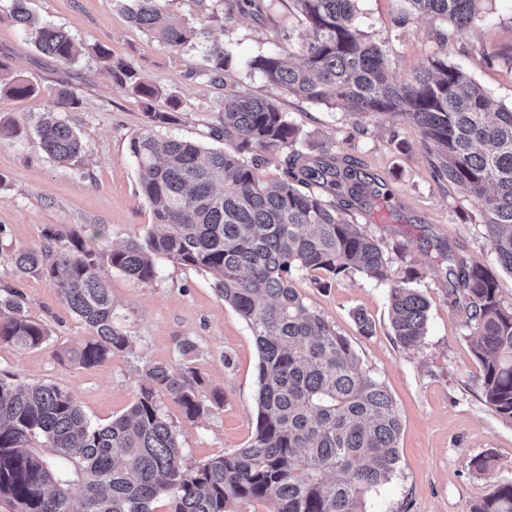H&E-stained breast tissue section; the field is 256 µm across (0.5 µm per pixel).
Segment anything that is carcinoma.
<instances>
[{
    "label": "carcinoma",
    "instance_id": "obj_1",
    "mask_svg": "<svg viewBox=\"0 0 512 512\" xmlns=\"http://www.w3.org/2000/svg\"><path fill=\"white\" fill-rule=\"evenodd\" d=\"M31 0H5L8 19L41 54L63 65L83 55L96 58L113 85L141 105L146 128L130 142L139 187L155 224L141 240L106 254L85 237L44 229L39 250L10 254L16 276L50 281L89 336L63 350L67 361L91 368L133 340L114 318L111 286L103 268L142 285L157 275V261L207 272L214 290L245 320L260 362L258 415L247 446L203 462L184 461L179 431L157 397L177 404L189 422L223 399L200 393L203 379L191 362L193 341L180 346L183 363H157L144 374L136 399L119 417L93 425L71 393L0 371V500L12 512H231L238 500H260L271 512H363L364 493L387 481L398 461L401 420L386 388L356 365L350 342L293 287L302 273L320 288L359 272L389 283L393 335L404 347L419 346L427 332L429 302L412 286L417 272L392 268L381 244L350 214V202L326 200L347 183L357 199L366 186L351 166L303 150L300 128L276 100L226 91L212 132L224 150L205 148L168 132L179 122L178 97L145 80L107 48L77 43L63 28L42 21ZM128 18L170 51L199 50L208 67L192 72L224 86L230 49L198 41L190 23L168 18L162 0H115ZM275 0H226L225 15L248 13L274 31L284 17ZM309 37L283 57L278 46L255 56L250 72L271 87L310 105L348 116L380 114L408 121L421 135L436 181L466 190L479 204L484 235L496 262L512 274V107L494 103L466 73L433 58L406 79L392 78L380 43L356 23L357 0H289ZM397 22L440 18L456 28L472 24L482 0H402ZM0 89L15 98L40 88L0 62ZM56 111L44 112L34 132L41 148L61 164L86 153L79 133L63 118L79 105L66 87L53 92ZM167 133H162V130ZM285 155L282 177L272 183L257 170ZM453 267L448 292L466 316L484 403L512 420V306L480 263L448 253ZM49 330L28 314L24 296L0 286V341L22 349L48 343ZM81 490L74 500L72 490ZM472 512H512V483L497 486Z\"/></svg>",
    "mask_w": 512,
    "mask_h": 512
}]
</instances>
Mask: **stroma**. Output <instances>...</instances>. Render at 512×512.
<instances>
[{
	"instance_id": "1",
	"label": "stroma",
	"mask_w": 512,
	"mask_h": 512,
	"mask_svg": "<svg viewBox=\"0 0 512 512\" xmlns=\"http://www.w3.org/2000/svg\"><path fill=\"white\" fill-rule=\"evenodd\" d=\"M32 8L78 41L109 49L148 82L176 92L183 112L171 132L180 138L219 147L209 124L230 88L276 99L300 127L310 153L355 161L370 187L353 208L355 221L381 242L393 267L418 272L417 286L430 304L423 343L407 349L391 331L388 286L358 272L328 288L303 275L293 281L305 302L351 342L358 367L384 385L401 416L396 471L365 493V512H471L496 486L512 483V421L482 399L465 316L448 294V255L490 267L499 297L509 306L512 274L496 266L476 202L435 181L415 126L386 115L358 121L301 103L249 73L247 62L272 41L295 47L305 38L307 28L296 17L280 34L248 14L205 26L201 40L230 43L235 57L220 90L190 78V70L206 64L201 52H170L131 23L114 0H32ZM399 9V0H358L357 22L384 43L394 78L404 79L444 54L497 102L512 107V0H484L470 27L446 28L444 45L434 38L435 30L444 28L441 20L400 25ZM0 60L41 88L28 99L0 92V118L19 128L17 136L0 141V284L18 289L31 317L50 331L49 343L40 348L0 343V369L70 392L92 422L107 424L134 401L144 368L180 363V345L189 339L200 349L194 366L204 392H221L224 401L191 423L178 405L160 398L163 413L179 430L186 462L247 446L256 428L259 353L246 322L217 296L209 273L161 260L156 280L144 286L110 272L115 315L133 340L131 352L91 369L60 357L61 349L86 337L85 326L47 280L13 275L5 251L40 249L49 226L64 233L103 227L93 242L100 252L143 238L154 215L140 193L129 143L143 131L145 119L136 99L114 86L94 57L62 65L37 52L6 19L0 20ZM63 84L80 101L66 118L88 152L68 165L49 157L33 132L36 118L54 107L53 90ZM359 310L371 320L372 335L360 333L354 320ZM476 457L490 458V469L472 467Z\"/></svg>"
}]
</instances>
